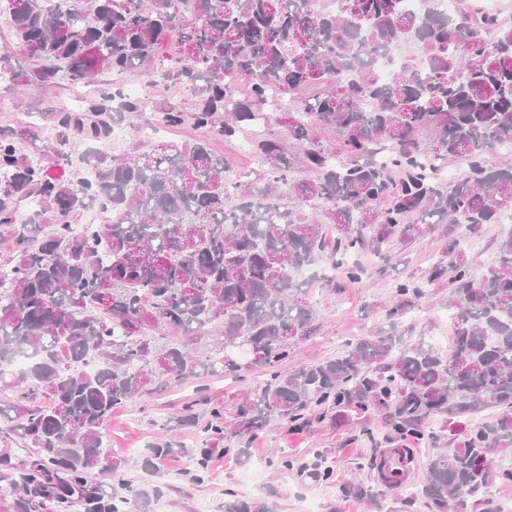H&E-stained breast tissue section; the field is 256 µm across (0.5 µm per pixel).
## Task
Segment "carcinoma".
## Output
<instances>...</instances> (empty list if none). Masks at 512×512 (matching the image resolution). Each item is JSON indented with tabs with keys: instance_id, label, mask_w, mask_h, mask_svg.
<instances>
[{
	"instance_id": "obj_1",
	"label": "carcinoma",
	"mask_w": 512,
	"mask_h": 512,
	"mask_svg": "<svg viewBox=\"0 0 512 512\" xmlns=\"http://www.w3.org/2000/svg\"><path fill=\"white\" fill-rule=\"evenodd\" d=\"M0 14L39 63L38 81L140 70L147 83L181 84L195 98L189 111L160 112L167 127L190 123L232 140L246 124L266 125L253 140L266 167L258 189L229 187L230 162L205 140L112 157L88 150L81 162L92 176L75 181L0 135V240L14 245L13 265L0 271V361L34 356L25 373L0 378L15 412L0 407V434L31 449L19 465L0 457L11 495L0 512H55L71 498L84 512H132L148 493L108 491L88 479L86 461L101 458L98 475L124 485L123 461L103 440L112 413L200 368L268 374L241 396L230 426L211 412L196 442L200 478L216 443L233 440L238 447L226 452L242 456L241 440L273 420L298 431L314 412L341 425L358 411L382 417L395 442L434 444L435 418L495 409L452 453L429 459L414 484L431 512L460 499L465 512H493L487 490L512 482V469L495 465V456L512 455V234L480 278L464 244L512 210V164L491 154L512 146V22L481 0H458L453 13L436 0L416 13L401 0H336L333 9L318 0H3ZM397 45L412 55L381 80L375 59ZM162 47L170 66L149 67ZM306 88L316 93L300 97ZM115 103L124 114L142 111L118 88L101 91L87 109L57 114L56 143L110 138ZM322 128L336 132V146L317 136ZM462 155L468 172L442 180L439 162ZM296 161L313 177L295 178ZM286 195L317 205L319 222ZM28 198L39 208L21 220L18 203ZM94 207L99 223L76 230ZM435 233L441 256L428 281L448 279L449 351L391 331L284 368L290 343L313 333L310 287L331 283L313 273L320 258L355 284L358 253L388 257ZM422 293L411 276L397 281L389 318ZM241 342L262 356L238 361ZM185 451L161 436L150 459ZM343 493L373 504L382 496L355 482ZM224 512L270 510L232 494Z\"/></svg>"
}]
</instances>
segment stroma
Masks as SVG:
<instances>
[{
	"label": "stroma",
	"mask_w": 512,
	"mask_h": 512,
	"mask_svg": "<svg viewBox=\"0 0 512 512\" xmlns=\"http://www.w3.org/2000/svg\"><path fill=\"white\" fill-rule=\"evenodd\" d=\"M15 43L10 28L0 20V54H7L10 69L22 76L18 82L0 81V131L15 133L22 151L41 159L54 172L69 175L75 170L48 137L56 112L87 103L99 89L112 85L137 89L143 103L139 123L154 127L155 141L180 143L206 137L205 131L192 125L169 128L155 119L156 111L165 104L190 107L192 97L183 86L150 84L137 71L122 75L104 72L90 84H73L63 77L45 83L32 81L28 75L36 63ZM261 131V126L251 125L235 140L211 141L216 153L231 160L238 179L255 186L264 184L265 167L251 153L250 143ZM511 229L502 223L487 224L469 240L467 256L474 275L484 274L492 265L498 242ZM440 249L438 240L422 237L397 260L385 261L374 253L363 252L356 257L364 269L361 283L348 285L340 281L332 290L318 285L311 288L309 300L316 310V330L293 346L289 367L335 357L349 340L393 328L410 341L420 335L450 338L448 284L427 281L429 266L439 258ZM406 276L424 282V292L394 325L387 316L393 285L396 279ZM266 378L267 373L261 368L250 370L241 380L203 372L193 380L130 400L124 409L113 414L106 427L113 456L126 462L120 494L128 496L137 490L162 486V495L150 498L144 512H224V500L230 493L245 501L266 500L273 504L274 512H305L312 503L319 512H429L425 503H412L401 489L386 491L378 511L343 494V487L355 480L377 484L374 462L389 446V429L383 420L368 423L355 413L349 424L338 426L315 420L299 433L272 422L249 441L247 460L215 453L209 460V475L201 482L194 479L196 458L190 453L145 467L143 453L160 436L189 442L210 422L215 409L221 411L225 421H232L238 394L259 386ZM192 401L198 404L195 422L181 425L183 407ZM284 455L297 459L298 467L283 468L279 459ZM326 467L331 469L332 477L324 481L319 473Z\"/></svg>",
	"instance_id": "35a3bbf8"
}]
</instances>
